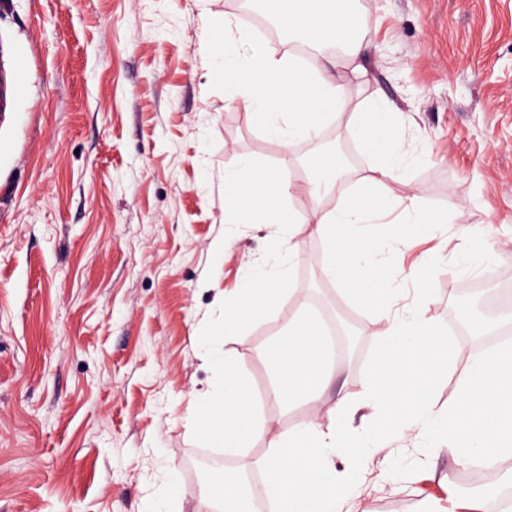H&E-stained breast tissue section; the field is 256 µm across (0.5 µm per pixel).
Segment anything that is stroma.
<instances>
[{
  "label": "stroma",
  "instance_id": "obj_1",
  "mask_svg": "<svg viewBox=\"0 0 512 512\" xmlns=\"http://www.w3.org/2000/svg\"><path fill=\"white\" fill-rule=\"evenodd\" d=\"M370 47L360 103L399 109L410 158L396 191L419 197L427 223L392 237L371 229L375 260L400 258L394 285L447 333L494 315L512 288V0H349ZM245 0H0V512H158L169 477L181 512H207L224 451L186 422L212 374L198 338L223 318L225 291L246 287L284 241L274 224H230L224 182L240 157L281 167L283 150L230 100L216 49L225 29L250 57ZM321 140L354 156L350 192L375 158L351 113ZM282 168V167H281ZM490 226L501 252L472 288L458 268V226ZM288 290L227 345L271 428L296 427L337 401L354 424L379 348L376 315L319 258L325 244L298 225ZM319 304L357 341L336 361L317 403L268 400L266 352L290 316ZM486 335L449 336L456 358L434 390L448 397L486 354ZM360 512H426L457 498H491L512 484L425 447L417 427L386 434L355 473Z\"/></svg>",
  "mask_w": 512,
  "mask_h": 512
}]
</instances>
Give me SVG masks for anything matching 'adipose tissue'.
Segmentation results:
<instances>
[{"mask_svg":"<svg viewBox=\"0 0 512 512\" xmlns=\"http://www.w3.org/2000/svg\"><path fill=\"white\" fill-rule=\"evenodd\" d=\"M275 2L288 29L314 45L341 42L344 53L326 64L317 59L306 63L297 54L276 58L256 46L249 62L225 63L232 98L285 148L298 139L316 138L334 114L352 112L359 136L377 163L357 181L352 194L340 196L336 207L326 210L321 200L337 187L342 170L334 154L313 155L307 180L311 206L300 212L281 171L260 168L244 157L237 176L224 185V206L237 223L276 224L288 236L297 225H314L327 246L324 262L344 256L341 278L350 295L377 313L381 345L365 377L366 404L387 429L413 423L429 442L451 448L458 464L481 462L497 470L504 458L512 457V348L475 361L449 397L447 409L433 411L435 384L454 352L422 311H393V282L366 246L367 230L382 220L383 208L398 210V218L390 222L394 228L424 221L418 197L394 189L407 162L395 133L398 109L381 96L366 107L352 105L343 77H366L368 46L350 25H337L324 0ZM295 261L293 251H286L282 265L261 268L249 287L225 295L224 319L205 338L213 347L209 359L214 382L206 403L188 422L236 462L235 471L210 488V512H255L260 497L272 512H351L358 495L351 474L367 464L376 446L375 437L349 428V412L340 401L328 419L316 416L297 427H280L264 453L250 451L249 442L259 429L258 399L233 359L218 347L238 334L242 310L260 314L274 306L285 291V268ZM267 358L276 370L270 396L282 404L294 395L314 393L333 362L322 327L310 315L289 319ZM340 454L349 463L348 471L336 468Z\"/></svg>","mask_w":512,"mask_h":512,"instance_id":"ef3b65f1","label":"adipose tissue"}]
</instances>
